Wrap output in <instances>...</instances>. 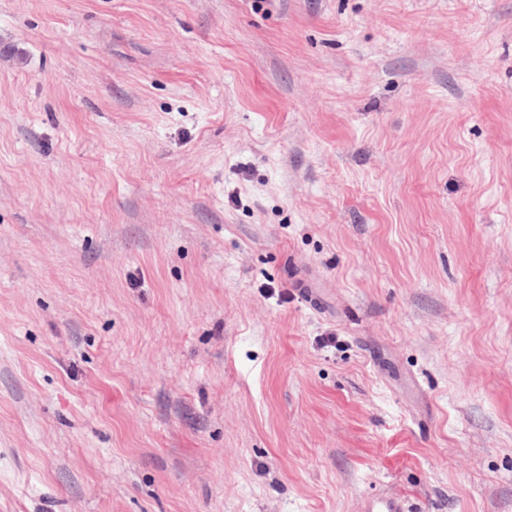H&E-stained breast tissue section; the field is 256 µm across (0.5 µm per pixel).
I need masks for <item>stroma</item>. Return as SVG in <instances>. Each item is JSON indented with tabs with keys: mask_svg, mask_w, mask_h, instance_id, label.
<instances>
[{
	"mask_svg": "<svg viewBox=\"0 0 512 512\" xmlns=\"http://www.w3.org/2000/svg\"><path fill=\"white\" fill-rule=\"evenodd\" d=\"M512 512V0H0V512ZM408 500L393 492H382L363 498L361 512H409Z\"/></svg>",
	"mask_w": 512,
	"mask_h": 512,
	"instance_id": "obj_1",
	"label": "stroma"
}]
</instances>
